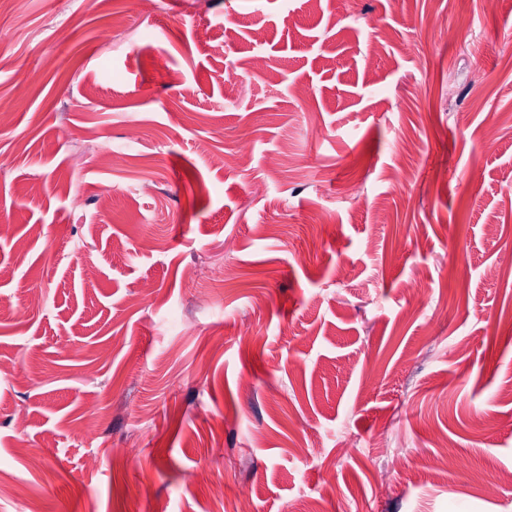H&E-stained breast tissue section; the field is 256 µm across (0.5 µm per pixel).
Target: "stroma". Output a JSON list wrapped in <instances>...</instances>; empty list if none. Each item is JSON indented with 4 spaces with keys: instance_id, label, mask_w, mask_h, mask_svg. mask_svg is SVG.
Listing matches in <instances>:
<instances>
[{
    "instance_id": "stroma-1",
    "label": "stroma",
    "mask_w": 512,
    "mask_h": 512,
    "mask_svg": "<svg viewBox=\"0 0 512 512\" xmlns=\"http://www.w3.org/2000/svg\"><path fill=\"white\" fill-rule=\"evenodd\" d=\"M0 95V512H512V0H28Z\"/></svg>"
}]
</instances>
